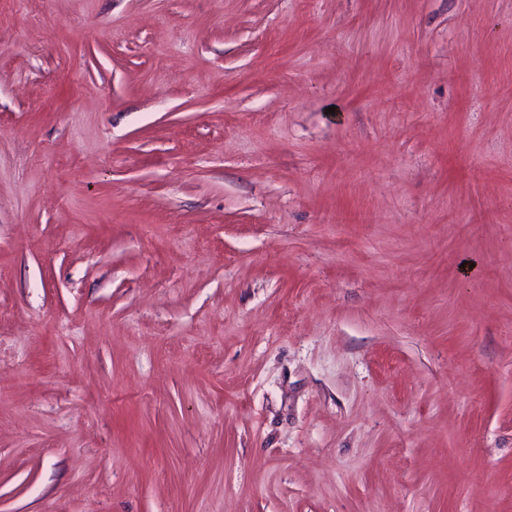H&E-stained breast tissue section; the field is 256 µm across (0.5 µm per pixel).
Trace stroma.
I'll use <instances>...</instances> for the list:
<instances>
[{"label": "stroma", "instance_id": "stroma-1", "mask_svg": "<svg viewBox=\"0 0 512 512\" xmlns=\"http://www.w3.org/2000/svg\"><path fill=\"white\" fill-rule=\"evenodd\" d=\"M0 512H512V0H0Z\"/></svg>", "mask_w": 512, "mask_h": 512}]
</instances>
